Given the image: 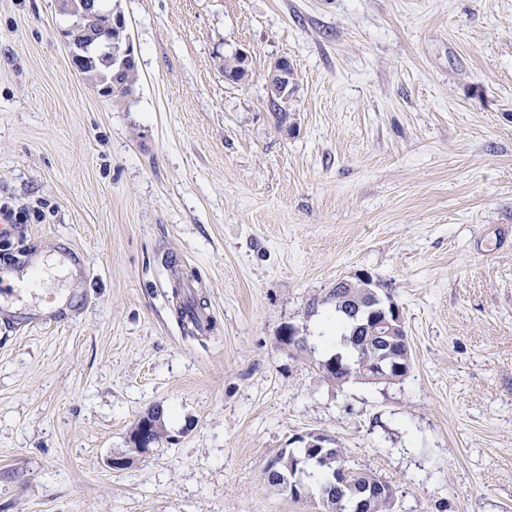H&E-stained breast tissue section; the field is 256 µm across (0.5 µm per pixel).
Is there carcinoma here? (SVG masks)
<instances>
[{"instance_id": "carcinoma-1", "label": "carcinoma", "mask_w": 512, "mask_h": 512, "mask_svg": "<svg viewBox=\"0 0 512 512\" xmlns=\"http://www.w3.org/2000/svg\"><path fill=\"white\" fill-rule=\"evenodd\" d=\"M84 0H61L60 9L69 16L82 15L78 27L66 31L70 37L71 50L75 51L81 45L93 42H106L104 29L112 26V21L125 20L124 14L118 10L109 9L103 0H95L91 11L82 8ZM243 58L235 53L224 57V77L231 82H239L246 77L242 66ZM102 95L112 100L115 107L123 106L128 98L132 86L138 80V65L136 62L120 55L112 57V61L97 64L94 68L80 69ZM366 285L368 281L358 277L351 282V287L344 289V294L350 296L347 301L340 300L336 290H331L323 299L322 304L329 309V322L336 328L344 329L341 333L343 345L339 351L329 358L321 361L320 368L333 375V380L343 377L347 370L358 364L361 360L371 362L377 351V338L363 336L357 332V319L354 313L365 312L357 309L356 304L365 302ZM397 361L406 367L402 372H393V380L401 382L409 374L412 366V357L409 344L399 343L393 347ZM162 412L157 407L147 409L138 419L133 429V442L142 447L147 445L158 446L163 440ZM153 421L154 430L145 431L147 420ZM327 438L320 434H310L298 439L303 444L301 448H283L278 451L276 460L268 462L264 469L265 480L274 489L287 494L294 500L307 498L312 493L309 486L295 482L292 472L303 465L307 455L320 458L316 463L317 475L312 477L317 485L316 493L322 505L323 512H360L359 491L367 484H374L382 490L376 512H396L397 496L393 485L370 471H352L348 477H343L338 466L345 463L342 449L325 448L323 444Z\"/></svg>"}]
</instances>
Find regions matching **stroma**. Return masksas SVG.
<instances>
[{
	"mask_svg": "<svg viewBox=\"0 0 512 512\" xmlns=\"http://www.w3.org/2000/svg\"><path fill=\"white\" fill-rule=\"evenodd\" d=\"M59 5L0 0V512H320L263 476L311 433L400 512H512V0H107L118 109ZM363 273L413 366L340 388L288 333ZM102 54L86 51L78 54L76 66L78 68L93 65ZM111 62H106L111 60ZM104 63H98L95 68H81L79 71L101 91L102 95L112 100L113 107L123 106L128 98L132 86L138 80V65L127 57L113 55L106 57ZM284 59L274 63L268 74L267 91L272 100H288V93H285L290 82L293 81V71L288 72L284 66ZM151 417L153 421L154 431L144 430V424ZM162 412L157 407L147 409L138 419L133 429V442L134 444L140 443L141 447L136 448L140 451L149 450L147 444L150 443L152 447L159 446L163 440V425L161 422ZM146 432V434H145Z\"/></svg>",
	"mask_w": 512,
	"mask_h": 512,
	"instance_id": "35a3bbf8",
	"label": "stroma"
}]
</instances>
